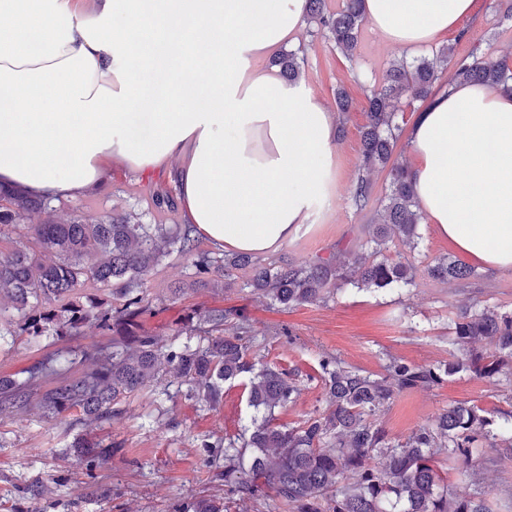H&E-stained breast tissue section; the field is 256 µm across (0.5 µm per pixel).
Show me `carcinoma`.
I'll return each mask as SVG.
<instances>
[{"mask_svg": "<svg viewBox=\"0 0 512 512\" xmlns=\"http://www.w3.org/2000/svg\"><path fill=\"white\" fill-rule=\"evenodd\" d=\"M362 2L344 0L341 9L331 12L327 0H306L310 21L349 60L366 21ZM448 63L450 86L487 84L512 94V67L483 56L477 47L457 56L446 45L431 60L392 66L386 84L367 96L359 176L351 193L356 209L371 206L373 188L366 173L390 166L379 221L366 242L371 248L368 256L350 252L304 265L232 251L214 257L199 248L189 225L167 229L161 224H135L119 213L95 221L78 215L67 223L30 225L39 250L19 248L0 256V292L22 312L23 332L34 338L50 330L57 336H77L93 323L112 337V343L92 356L93 368L80 376H63L53 366L36 369L33 379L58 378L38 397L26 384L0 381V414L34 403L55 416L78 409L90 425L111 417L119 397L149 387L164 371L187 384L189 395L212 406L222 384L246 378L248 402L263 416L224 445V499L244 505L271 496L292 512H488L479 493L444 486L435 457L446 448L466 467L480 440L499 437L512 443V410L457 404L404 443L388 438L376 416L397 394L438 385L462 369L487 378L512 371V312L487 308L460 313L453 326L457 344L464 347L485 339L494 348L468 350L462 360L442 367L394 361L387 376L374 378L334 357L320 358L326 408L296 426L279 423L275 416L297 397V387L287 380L292 372L262 365L251 356L247 320L240 319L229 334L224 322L231 312H194L187 319L197 320V326L186 341L168 344L140 325V318L151 310L144 285L174 250L190 261L197 275L175 283L169 289L174 298L198 288H231L239 270L248 271L242 287L283 308L321 302L348 285L377 291L412 285L413 264L386 255L391 236L413 240L422 220L408 166L393 158L402 132L401 99H431L440 79L438 67ZM276 65L288 81L298 80L297 54L279 57ZM2 200L7 205H0V233L45 207L20 190L0 192ZM427 271L446 283L472 276L469 266L448 257L435 260ZM103 288L110 289L112 299L98 294ZM194 336L198 342L193 345ZM78 447L89 466L112 456L110 444L83 442ZM377 454L385 459L381 466L374 462ZM191 509L226 512V505L202 496L192 499Z\"/></svg>", "mask_w": 512, "mask_h": 512, "instance_id": "carcinoma-1", "label": "carcinoma"}]
</instances>
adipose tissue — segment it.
<instances>
[{"instance_id": "1", "label": "adipose tissue", "mask_w": 512, "mask_h": 512, "mask_svg": "<svg viewBox=\"0 0 512 512\" xmlns=\"http://www.w3.org/2000/svg\"><path fill=\"white\" fill-rule=\"evenodd\" d=\"M473 0H364L373 29L434 41ZM305 0H0V189L73 199L112 162H182L191 224L254 254L331 198L336 130L300 82L255 67ZM415 197L460 253L512 271V95L440 92L411 131Z\"/></svg>"}]
</instances>
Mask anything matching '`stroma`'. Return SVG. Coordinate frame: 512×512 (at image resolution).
I'll use <instances>...</instances> for the list:
<instances>
[{"mask_svg": "<svg viewBox=\"0 0 512 512\" xmlns=\"http://www.w3.org/2000/svg\"><path fill=\"white\" fill-rule=\"evenodd\" d=\"M512 0H474L471 16L462 18L456 31L442 36L463 55L473 48L489 58L512 65V20L503 13ZM464 38H457V30ZM288 50L304 56L302 80L312 94L334 113L343 133L335 141L334 200L314 214L308 228L284 244L271 257L276 261L305 263L328 256L336 247H353L364 239L375 209L356 210L350 201L359 173L361 132L366 123L365 104L370 89L383 85L391 63L431 55L433 44L407 48L392 45L364 26L354 60L336 51L315 24L304 23ZM344 85L353 107L336 115L335 88ZM128 213L142 224H184L188 216L173 166L135 171L115 163L103 181L86 194L47 203V218L64 221L76 214L104 217ZM416 250L392 240L390 256L458 258L459 253L429 224H420ZM192 268L178 253H171L155 270L146 291L154 311L143 328L162 341H170L184 317L193 311L232 309L248 317L253 326L252 352L262 363L298 370L300 393L279 412V422L294 426L325 399L317 361L330 355L345 365L376 377L385 376L390 362L439 365L460 359L452 333L463 308L491 307L512 310V271L493 273L474 265L472 276L443 284L426 276L416 263L414 283L403 289L373 292L352 286L324 303L284 310L248 288H203L177 301L167 289ZM21 315L11 301L0 297V379L24 381L29 371L49 359L60 361L70 374L82 373L84 353L109 342L94 326L75 337L46 333L32 338L20 331ZM245 380L225 384L216 408L186 395L184 385L170 376L157 384L117 400L111 421L85 427L78 411L57 420L43 411L0 415V512H184L195 496L224 494V480L216 461L225 438L241 433L253 415L247 402ZM459 402L486 409H512V375L480 378L460 371L443 383L397 395L377 419L392 440L403 442L436 415ZM113 445L112 458L86 466L76 444L82 439ZM437 466L449 487L483 492L490 512H512V448L485 444L468 470L438 455ZM39 495H32V486Z\"/></svg>", "mask_w": 512, "mask_h": 512, "instance_id": "35a3bbf8", "label": "stroma"}]
</instances>
